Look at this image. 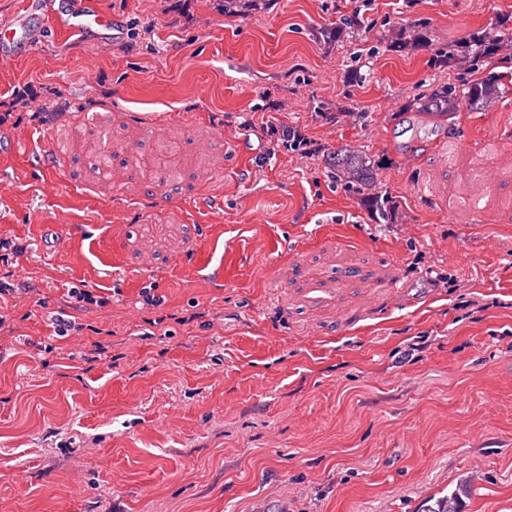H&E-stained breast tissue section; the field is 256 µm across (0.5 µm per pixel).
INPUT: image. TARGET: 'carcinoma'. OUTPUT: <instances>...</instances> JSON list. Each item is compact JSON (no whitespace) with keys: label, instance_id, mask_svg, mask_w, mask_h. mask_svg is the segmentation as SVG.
I'll list each match as a JSON object with an SVG mask.
<instances>
[{"label":"carcinoma","instance_id":"carcinoma-1","mask_svg":"<svg viewBox=\"0 0 512 512\" xmlns=\"http://www.w3.org/2000/svg\"><path fill=\"white\" fill-rule=\"evenodd\" d=\"M261 0H224V15L236 16L255 10ZM512 38V27L482 29L461 39L432 46L433 60L451 63L464 55L469 77L455 82L444 81L436 87L422 89L413 95L419 113L434 122L448 121L464 105L472 112L487 110L509 92V74L493 71V59L501 51V43ZM326 168L330 176L348 190L361 196L362 205L378 224L393 223L396 203L392 197L376 190L379 165L362 150L346 146L326 152ZM469 494L464 485L442 497L432 498L417 512H463L462 496Z\"/></svg>","mask_w":512,"mask_h":512}]
</instances>
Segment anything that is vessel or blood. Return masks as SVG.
<instances>
[{
    "label": "vessel or blood",
    "instance_id": "b4317fda",
    "mask_svg": "<svg viewBox=\"0 0 512 512\" xmlns=\"http://www.w3.org/2000/svg\"><path fill=\"white\" fill-rule=\"evenodd\" d=\"M68 0H23L19 15L0 24V45L6 44L14 51H21L28 43L37 39L48 22H56L74 33L98 29L112 31L111 17L86 9L71 15H64Z\"/></svg>",
    "mask_w": 512,
    "mask_h": 512
}]
</instances>
